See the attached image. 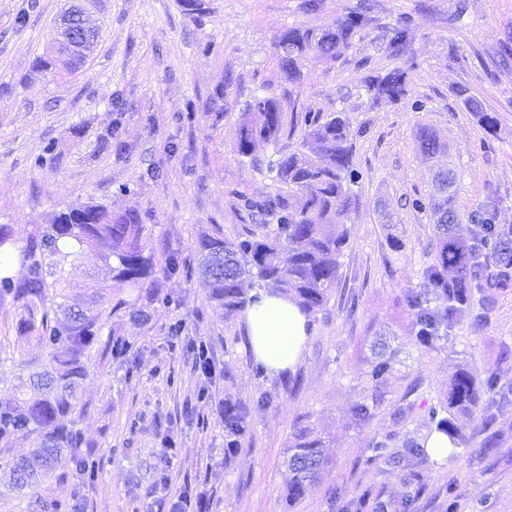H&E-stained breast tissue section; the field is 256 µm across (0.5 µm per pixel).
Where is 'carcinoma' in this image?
I'll return each mask as SVG.
<instances>
[{
  "mask_svg": "<svg viewBox=\"0 0 512 512\" xmlns=\"http://www.w3.org/2000/svg\"><path fill=\"white\" fill-rule=\"evenodd\" d=\"M370 22L367 9L360 7L318 29L282 31L276 47L285 80L290 84L300 80L301 60L311 52L337 59ZM408 35L405 21L391 27L387 45L391 55L405 53ZM86 60L81 54L60 67L46 56L40 66L50 74L61 68L72 73ZM366 83L376 100L397 102L407 95L406 72L398 68L370 75ZM464 105L483 126L495 125L496 118L483 111L475 98H465ZM295 131L296 125L275 96L257 95L247 102L235 151L256 164L257 145L273 147L276 158L268 159L267 167L275 172L281 188L273 195L245 199L250 223L242 225L235 237H202L195 267L176 251L157 260L147 249V227L134 209L70 204L53 223L40 228L30 244L14 252L8 229L0 225V300L10 298L18 304L21 313L16 332L34 336L46 352L40 370L29 375L32 393L13 404L0 405V443L31 433L42 439L41 446L29 454L0 461L11 489L21 491L57 477V463L65 455L71 462L69 475L78 482L91 484L99 475L100 463L79 453L83 437L78 429V387L87 377L93 348L101 346L103 352L119 357L128 352V344L106 328L99 313L67 303V267L84 247L98 252L112 271V279L131 288H146L145 304L130 311L133 317L145 318V308L159 299L174 301L172 294L157 287L160 280H187L196 272L209 284V300L223 308L226 317L259 302L260 291L269 284L293 297L309 316L324 310L338 283L340 259L350 238L351 185L360 176L353 158L354 133L339 112H310L296 148L285 151L279 147ZM418 146L430 157L444 150L428 127L419 129ZM455 187V174L448 169L445 175L435 176L429 198L413 200L416 208L429 213L436 229L432 262L423 269L420 285L406 289L402 299L413 317L416 343L426 352L436 350L448 330L468 316L473 325L487 326L498 294L512 288V224L496 223V204L488 201L470 216L471 222L481 226V233H461L454 208ZM16 261L26 269L21 280L6 274ZM393 371L394 356L381 355L371 362L368 377L380 388L389 383ZM498 397L504 398L505 393L495 375L480 381L467 367L457 365L448 381L446 401L431 408L429 419L454 447H464L468 439L458 418L493 419L492 403ZM249 417L246 403L230 393L225 395L226 466L242 448ZM286 463L291 477L285 499L293 506L315 487L328 465L322 438L309 426L298 428L287 448Z\"/></svg>",
  "mask_w": 512,
  "mask_h": 512,
  "instance_id": "obj_1",
  "label": "carcinoma"
}]
</instances>
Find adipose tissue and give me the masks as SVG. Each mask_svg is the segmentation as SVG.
Segmentation results:
<instances>
[{
    "instance_id": "adipose-tissue-1",
    "label": "adipose tissue",
    "mask_w": 512,
    "mask_h": 512,
    "mask_svg": "<svg viewBox=\"0 0 512 512\" xmlns=\"http://www.w3.org/2000/svg\"><path fill=\"white\" fill-rule=\"evenodd\" d=\"M244 322L251 351L270 374L292 370L302 361L308 318L286 295L263 293L260 303L246 309Z\"/></svg>"
}]
</instances>
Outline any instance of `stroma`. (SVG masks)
Listing matches in <instances>:
<instances>
[{
	"label": "stroma",
	"instance_id": "stroma-1",
	"mask_svg": "<svg viewBox=\"0 0 512 512\" xmlns=\"http://www.w3.org/2000/svg\"><path fill=\"white\" fill-rule=\"evenodd\" d=\"M359 0H84L100 30L79 70L51 77L39 57L49 49L66 0H0V225L16 245L75 202L137 208L157 255L180 252L195 264L202 235L234 237L247 223L246 198L276 192L271 173L235 152L241 112L254 95L275 93L288 114L344 113L360 134L349 243L338 285L311 329L295 370L256 378L241 316L225 317L208 301L200 276L175 279V305L153 304L147 323L108 314L130 342L120 359L93 351L78 417L86 453L104 458L97 480H48L19 498L0 486V512H35L36 501L79 497L83 512H163L185 486L203 492L206 512H512V399L486 427L468 423L467 447L437 460L411 455L424 441L428 408L446 399L455 365L478 378L496 375L512 387V290L483 329L464 323L425 354L400 302L431 259L434 227L414 210L432 193V176L457 173L455 210L464 232L487 197L497 221L512 224V63L501 41L512 37V0H373L372 25L336 61L310 53L301 80L280 77L275 40L284 29L319 28ZM411 19L406 53L386 50L389 29ZM401 68L409 93L373 101L372 72ZM474 97L496 118L481 126L463 100ZM431 127L447 149L435 157L417 147ZM111 134L112 148L99 147ZM44 164H37V157ZM404 248L392 252L391 236ZM71 298L88 301L108 287L113 299L136 293L113 281L109 267L84 250L70 269ZM185 327L172 345L169 328ZM206 343L214 377L192 371L189 342ZM396 353L394 376L377 389L367 372L380 346ZM16 364L0 370V404L28 388L45 359L34 340L20 343ZM251 403L250 426L232 465L224 463V396ZM373 405L356 422L354 406ZM324 436L331 459L313 491L288 507L285 451L296 427ZM389 439L385 458L371 459V438ZM174 448H167V440Z\"/></svg>",
	"mask_w": 512,
	"mask_h": 512
}]
</instances>
